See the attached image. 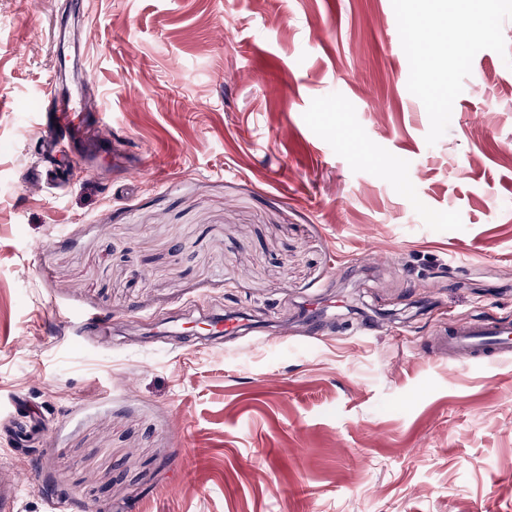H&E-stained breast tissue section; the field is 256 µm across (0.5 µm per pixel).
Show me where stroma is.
Wrapping results in <instances>:
<instances>
[{
    "label": "stroma",
    "mask_w": 512,
    "mask_h": 512,
    "mask_svg": "<svg viewBox=\"0 0 512 512\" xmlns=\"http://www.w3.org/2000/svg\"><path fill=\"white\" fill-rule=\"evenodd\" d=\"M70 2L0 0V402L51 416L0 439V491L512 512V362L430 352L449 321L512 320V0H83L74 86L143 178L35 143ZM417 16L445 58L404 48ZM95 311L110 335H75Z\"/></svg>",
    "instance_id": "1"
}]
</instances>
